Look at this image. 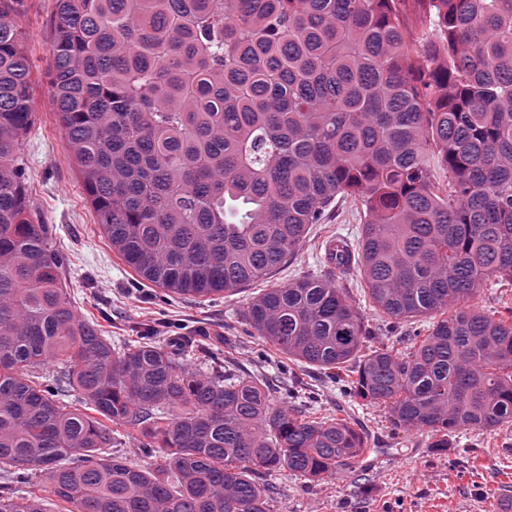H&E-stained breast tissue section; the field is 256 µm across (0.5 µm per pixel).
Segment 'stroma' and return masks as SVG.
Listing matches in <instances>:
<instances>
[{
    "label": "stroma",
    "mask_w": 512,
    "mask_h": 512,
    "mask_svg": "<svg viewBox=\"0 0 512 512\" xmlns=\"http://www.w3.org/2000/svg\"><path fill=\"white\" fill-rule=\"evenodd\" d=\"M55 0H26L20 19L32 72L34 118L25 137L28 195L43 223L53 229L54 244L67 257L62 278L73 304L83 312L102 313L106 335L127 340L141 327L159 335L203 336L228 342L240 368L272 376L256 357L259 341L246 336L242 311L247 293L213 301L176 298L157 306L153 287L131 288L132 270L112 251L70 164L64 133L49 96L50 45ZM357 204L336 200L324 223L313 225L297 255L272 275L286 284L317 270V258L330 231L359 233ZM359 426L376 452L365 470L338 474L309 485L288 473L275 475L273 512H502L512 496V425L494 434L463 432L453 446L466 456L463 465L434 455L425 433L393 434L381 407L354 400Z\"/></svg>",
    "instance_id": "obj_1"
}]
</instances>
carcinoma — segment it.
Instances as JSON below:
<instances>
[{
	"instance_id": "carcinoma-1",
	"label": "carcinoma",
	"mask_w": 512,
	"mask_h": 512,
	"mask_svg": "<svg viewBox=\"0 0 512 512\" xmlns=\"http://www.w3.org/2000/svg\"><path fill=\"white\" fill-rule=\"evenodd\" d=\"M399 2L56 0L50 93L112 251L164 301L271 277L357 200V248L250 297L246 333L446 455L512 424V0H418L420 37ZM24 3L0 0V512H43L41 484L65 512H271L273 474L355 472L350 411L274 399L205 339L116 344L73 305L24 178ZM352 268L411 331L362 352Z\"/></svg>"
}]
</instances>
